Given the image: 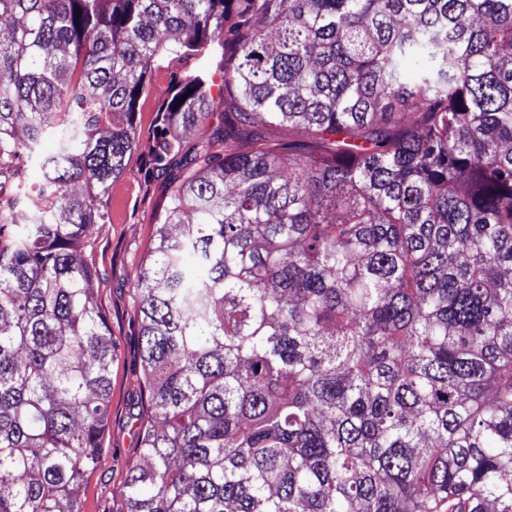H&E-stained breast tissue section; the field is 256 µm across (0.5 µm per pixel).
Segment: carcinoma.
I'll return each mask as SVG.
<instances>
[{
  "instance_id": "cac0c4a2",
  "label": "carcinoma",
  "mask_w": 512,
  "mask_h": 512,
  "mask_svg": "<svg viewBox=\"0 0 512 512\" xmlns=\"http://www.w3.org/2000/svg\"><path fill=\"white\" fill-rule=\"evenodd\" d=\"M0 20V178L42 175L0 203V512H82L112 339L80 250L147 73L185 57L224 92L205 65L162 109L153 164L180 174L134 284L129 512H512V0H0Z\"/></svg>"
}]
</instances>
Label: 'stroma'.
<instances>
[{
	"instance_id": "35a3bbf8",
	"label": "stroma",
	"mask_w": 512,
	"mask_h": 512,
	"mask_svg": "<svg viewBox=\"0 0 512 512\" xmlns=\"http://www.w3.org/2000/svg\"><path fill=\"white\" fill-rule=\"evenodd\" d=\"M200 65V60L186 58L150 72V91L141 98L135 114L137 147L106 196L109 221L92 225L88 231L83 255L96 271L95 304L112 338V393L101 462L84 479L82 512L128 509L126 479L140 461L137 418L148 413L134 283L156 234L157 217L168 205L174 187L172 174L152 167L159 109L172 72Z\"/></svg>"
}]
</instances>
